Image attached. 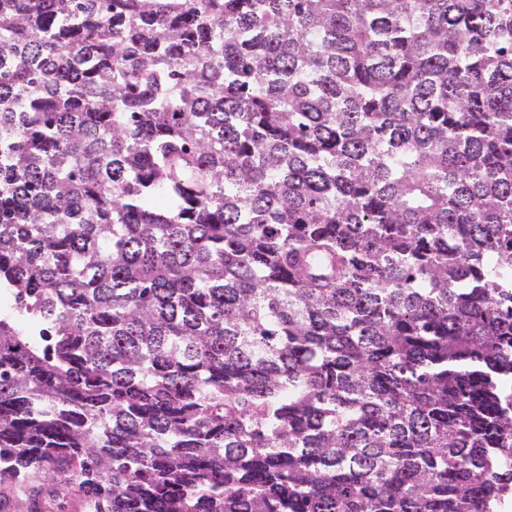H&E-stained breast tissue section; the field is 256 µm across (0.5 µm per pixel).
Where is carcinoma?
I'll return each instance as SVG.
<instances>
[{
    "label": "carcinoma",
    "mask_w": 512,
    "mask_h": 512,
    "mask_svg": "<svg viewBox=\"0 0 512 512\" xmlns=\"http://www.w3.org/2000/svg\"><path fill=\"white\" fill-rule=\"evenodd\" d=\"M1 288L29 512H499L512 0H0Z\"/></svg>",
    "instance_id": "cac0c4a2"
}]
</instances>
